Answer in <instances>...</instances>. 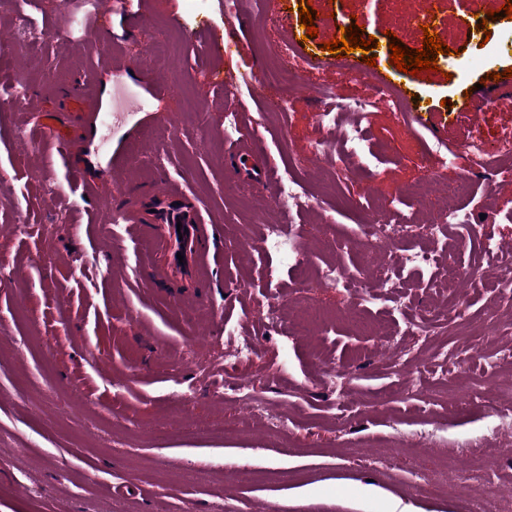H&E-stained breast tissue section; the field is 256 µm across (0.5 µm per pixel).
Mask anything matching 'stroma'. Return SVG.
<instances>
[{
	"instance_id": "obj_1",
	"label": "stroma",
	"mask_w": 512,
	"mask_h": 512,
	"mask_svg": "<svg viewBox=\"0 0 512 512\" xmlns=\"http://www.w3.org/2000/svg\"><path fill=\"white\" fill-rule=\"evenodd\" d=\"M63 2L36 0L25 23L0 8V512H385L382 500L365 496L369 484L422 512H512V426L490 438L484 420L491 403L512 397V371L496 367L497 353L512 351V330L483 335L512 307V294L496 288L505 257L482 258L459 242L455 266L478 263L486 272L456 295L467 323H434L428 340L406 336L398 363L386 342L350 322L355 300L343 289L303 296L297 271L278 253L239 246L283 222L307 270L333 262L363 275L369 213L385 207L415 217L419 204L400 187L458 180L462 157L428 172L425 154L512 137V110L460 109L488 70L512 68V20L498 12L507 0H449L438 35L450 51L437 70L395 74L411 105L427 110V126L409 128L385 105L360 111L366 83L340 79L336 55L322 45L359 24L360 38L380 43L377 71L388 70L390 43L419 49L400 19L425 0H310L318 35L306 41L299 80L288 83L275 82L269 52L286 42L284 14L299 0H245L229 15L224 0H139L123 17L92 0ZM489 10L496 17L488 42L468 44L464 29ZM32 26L56 33L34 53ZM229 71L255 75L231 100ZM79 82L80 108L69 99ZM324 89L367 132L366 175L340 171L332 158L304 162L327 134L313 120ZM188 97L207 120L185 110ZM271 98L286 111L270 114ZM47 122L69 137L67 155L43 139ZM249 135L273 173L263 189L231 153ZM144 147L154 165L142 171L130 156ZM284 171L313 198L288 217L274 205ZM85 181L95 195L83 194ZM494 183L490 195L473 179L459 206L470 223L512 241V175ZM167 184L222 231L205 287L184 277L149 293L140 282L144 244L112 217ZM319 224L327 236L316 233ZM403 292L407 304L384 295L366 303V317L387 318L404 333L421 310L448 307L429 272L405 275ZM272 298L292 315L305 299L335 318L317 337H296L266 319ZM233 339L252 342L255 353L232 372L224 352ZM325 359L350 365L337 384L319 371ZM461 360L474 377H495L492 397L464 410L442 395L425 399ZM241 380L257 397L248 431L205 433L208 423L237 415ZM273 421L287 423L288 439L269 432ZM476 440L494 463L489 475L508 489L500 501L481 500L489 475L469 463ZM243 468L258 479L243 482ZM428 480L465 492L430 496ZM301 487L307 497H295Z\"/></svg>"
}]
</instances>
